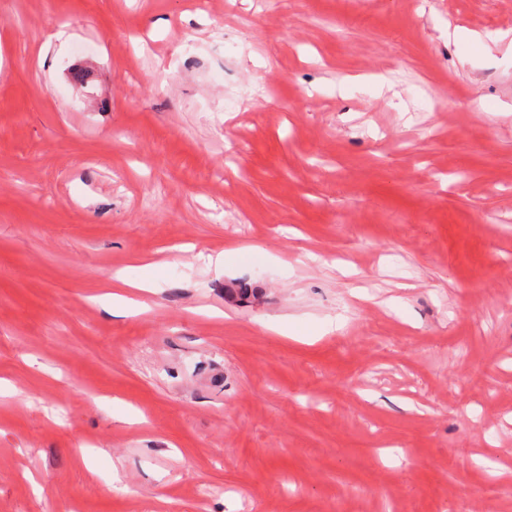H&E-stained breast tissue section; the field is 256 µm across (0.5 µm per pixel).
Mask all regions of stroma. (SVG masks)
I'll return each mask as SVG.
<instances>
[{"label":"stroma","mask_w":512,"mask_h":512,"mask_svg":"<svg viewBox=\"0 0 512 512\" xmlns=\"http://www.w3.org/2000/svg\"><path fill=\"white\" fill-rule=\"evenodd\" d=\"M452 26L512 0H0V512H512V48Z\"/></svg>","instance_id":"obj_1"}]
</instances>
